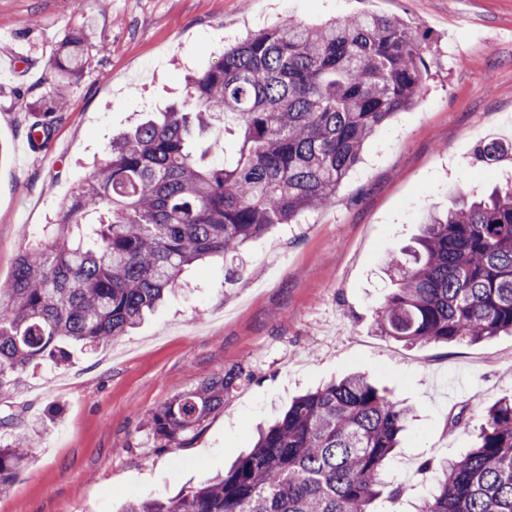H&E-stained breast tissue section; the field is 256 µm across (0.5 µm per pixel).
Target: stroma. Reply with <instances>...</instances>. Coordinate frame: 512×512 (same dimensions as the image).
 <instances>
[{
    "mask_svg": "<svg viewBox=\"0 0 512 512\" xmlns=\"http://www.w3.org/2000/svg\"><path fill=\"white\" fill-rule=\"evenodd\" d=\"M364 12L418 34V104L375 130L358 172L307 223L277 225L236 259L193 264L128 336L74 350L1 396L15 419L0 440L25 431L38 446L0 512H122L175 495L223 473L296 396L350 373L415 410L387 469L406 491L400 512H412L431 488L422 461L457 460L485 403L512 396L510 334L408 345L374 328L395 286L386 259L411 265L426 210L491 192L512 169L473 163L478 145L512 141V0H0V60L24 55L23 71L0 68V284L113 133L180 96L185 71L210 69L225 43L265 24ZM74 28L90 64L67 92L66 121L29 148L31 103L51 91L50 62ZM221 374L234 379L223 409L187 446L159 448L147 414Z\"/></svg>",
    "mask_w": 512,
    "mask_h": 512,
    "instance_id": "35a3bbf8",
    "label": "stroma"
}]
</instances>
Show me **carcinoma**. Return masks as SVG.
Segmentation results:
<instances>
[{"label":"carcinoma","mask_w":512,"mask_h":512,"mask_svg":"<svg viewBox=\"0 0 512 512\" xmlns=\"http://www.w3.org/2000/svg\"><path fill=\"white\" fill-rule=\"evenodd\" d=\"M420 40L401 19L374 13L319 26L261 29L185 77L178 106L112 138L105 159L60 206L46 244L24 249L0 285V391L39 361L66 364L70 347L127 334L178 286L187 267L235 256L275 224H300L328 204L361 160L375 128L421 97ZM89 64L84 31L52 61L51 95L30 106L29 135L47 143L66 120V92ZM238 133L240 145L206 160L195 130ZM512 155L490 141L483 164ZM415 265L391 258L397 288L375 329L407 344L482 341L512 333V184L457 198L423 225ZM223 375L151 411L161 448H182L224 407ZM412 409L359 374L295 399L221 476L124 512H372ZM35 441L0 443V492L32 458ZM422 470L432 491L416 512H512V399L486 408L461 459Z\"/></svg>","instance_id":"carcinoma-1"}]
</instances>
